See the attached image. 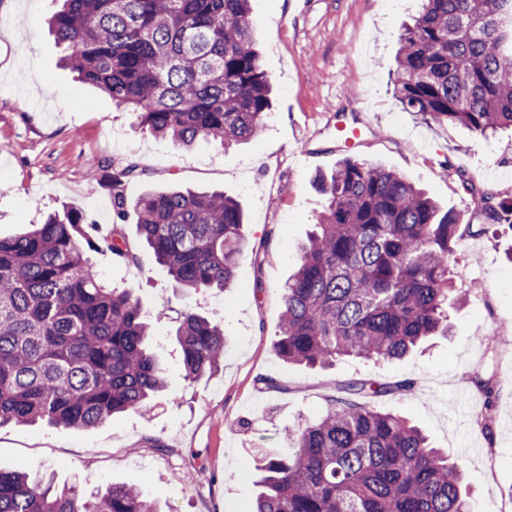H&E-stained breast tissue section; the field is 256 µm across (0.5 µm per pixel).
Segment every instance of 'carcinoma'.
<instances>
[{
    "label": "carcinoma",
    "mask_w": 512,
    "mask_h": 512,
    "mask_svg": "<svg viewBox=\"0 0 512 512\" xmlns=\"http://www.w3.org/2000/svg\"><path fill=\"white\" fill-rule=\"evenodd\" d=\"M48 21L80 79L135 114L143 133L191 147L228 148L263 131L272 85L257 47L250 0H61ZM403 28L392 93L405 112L485 134L512 128V0H419ZM134 160L112 173V255L134 263L123 187ZM326 205L282 294L275 354L325 368L344 359L389 361L448 332L455 291L449 263L460 224L403 176L354 156L321 177ZM139 235L187 290L231 286L247 253L239 203L220 191H147ZM473 220L512 230V198L481 194ZM90 224L71 209L30 232L0 237V426H103L147 408L166 389L148 347L139 300L106 285L88 256ZM185 378L224 362V324L187 310L176 331ZM476 385L486 408L496 383ZM413 383L354 379L347 397L286 434L269 453L255 512H471L463 465L431 447L401 416L370 399ZM0 512H158L143 492L114 485L90 500L74 486L0 472Z\"/></svg>",
    "instance_id": "1"
}]
</instances>
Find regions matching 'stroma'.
I'll list each match as a JSON object with an SVG mask.
<instances>
[{
  "mask_svg": "<svg viewBox=\"0 0 512 512\" xmlns=\"http://www.w3.org/2000/svg\"><path fill=\"white\" fill-rule=\"evenodd\" d=\"M56 8L55 0H0V235L74 207L95 238L107 240L108 183L133 158L145 173L127 183V206L149 190L224 191L242 207L248 255L231 288L190 294L158 264L135 223L126 232L138 263L105 248L91 252L101 278L128 289L149 315L150 348L169 388L149 410L94 429L1 426L0 470L50 476L88 496L115 483L135 486L159 512H252L258 458L287 453V430L325 414L337 382L410 379L412 391L374 406L407 417L449 460L463 462L472 512H504L512 499V234H464L451 263L464 298L448 310L450 332L402 359L311 369L273 351L283 286L325 206L316 173L354 155L400 174L462 224L481 192L512 196V130L480 136L438 124L403 111L392 95L389 71L415 0H250L273 106L259 138L228 149L205 139L186 149L139 132L132 112L66 66L67 49L47 27ZM353 124L362 137L351 149L343 128ZM188 307L227 333L221 369L193 383L183 377L175 336ZM491 331L494 354L484 343ZM477 371L498 381L487 433L477 424L484 399L470 381ZM261 374L280 378L288 392H261Z\"/></svg>",
  "mask_w": 512,
  "mask_h": 512,
  "instance_id": "1",
  "label": "stroma"
}]
</instances>
